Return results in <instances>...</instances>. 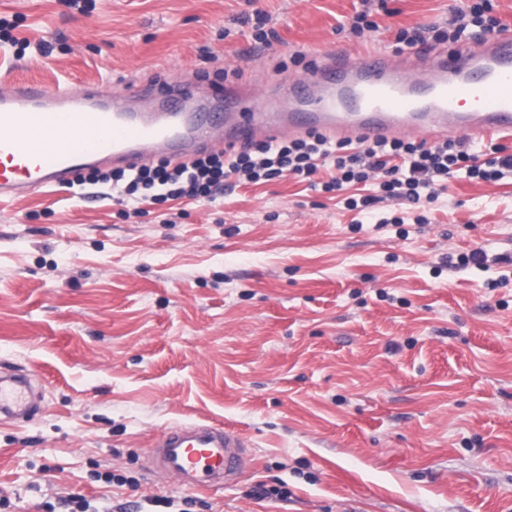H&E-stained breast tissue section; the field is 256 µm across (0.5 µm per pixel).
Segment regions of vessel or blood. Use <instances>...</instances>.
Returning <instances> with one entry per match:
<instances>
[{
	"mask_svg": "<svg viewBox=\"0 0 512 512\" xmlns=\"http://www.w3.org/2000/svg\"><path fill=\"white\" fill-rule=\"evenodd\" d=\"M308 131L355 142L512 137V34L451 53L330 52L283 98L184 80L120 90L16 84L0 91V201L68 186L84 169H134L153 154L183 165L217 146ZM26 405L24 380L0 383V414L22 416ZM246 448L234 430L191 422L162 431L152 461L185 489H227L247 465Z\"/></svg>",
	"mask_w": 512,
	"mask_h": 512,
	"instance_id": "vessel-or-blood-1",
	"label": "vessel or blood"
}]
</instances>
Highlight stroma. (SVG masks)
<instances>
[{
  "instance_id": "stroma-1",
  "label": "stroma",
  "mask_w": 512,
  "mask_h": 512,
  "mask_svg": "<svg viewBox=\"0 0 512 512\" xmlns=\"http://www.w3.org/2000/svg\"><path fill=\"white\" fill-rule=\"evenodd\" d=\"M88 2L0 0L30 43L0 83L206 87L229 68L275 85L301 73L291 57L388 51L398 28L445 24L457 4L385 0L358 37L360 0ZM258 11L272 48L242 23ZM122 210L90 185L0 202V367L32 372L35 398L28 419H0V512H76L78 496L512 512V180L451 179L427 209L380 203L400 228L289 176ZM477 248L500 263L447 265ZM190 422L246 439L234 487L190 492L154 467V438Z\"/></svg>"
}]
</instances>
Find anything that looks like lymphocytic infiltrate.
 Masks as SVG:
<instances>
[{"label":"lymphocytic infiltrate","instance_id":"f902f5d3","mask_svg":"<svg viewBox=\"0 0 512 512\" xmlns=\"http://www.w3.org/2000/svg\"><path fill=\"white\" fill-rule=\"evenodd\" d=\"M474 28L488 36L503 31V24L494 14L493 0H462L444 27L400 29L394 48L400 51L417 45L432 48L456 43ZM323 167L328 169L329 179L322 182V191L345 192L347 209L365 211L382 195L415 204L435 201L445 181L459 175L472 181L501 180L512 174V155L486 159L475 144L452 139L431 145L409 138L355 144L311 132L300 138L251 143L207 154L187 166L163 162L136 170L92 168L88 173L76 174L73 183L111 186L119 200L136 207L183 198L211 201L232 178L256 183L291 174L306 181ZM371 180L378 181L380 195H349L350 187Z\"/></svg>","mask_w":512,"mask_h":512}]
</instances>
